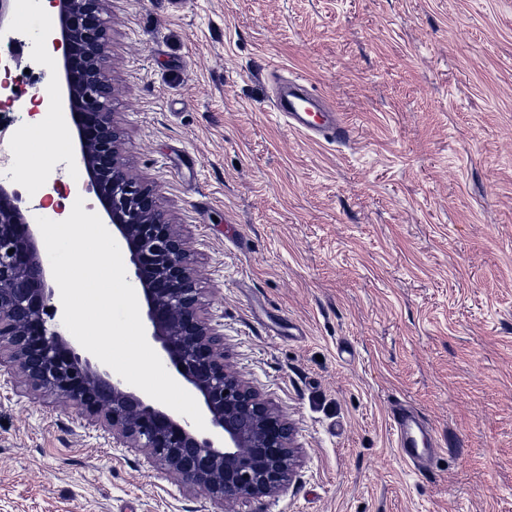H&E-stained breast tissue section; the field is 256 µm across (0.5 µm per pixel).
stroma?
I'll return each mask as SVG.
<instances>
[{
    "label": "stroma",
    "mask_w": 512,
    "mask_h": 512,
    "mask_svg": "<svg viewBox=\"0 0 512 512\" xmlns=\"http://www.w3.org/2000/svg\"><path fill=\"white\" fill-rule=\"evenodd\" d=\"M113 107L134 174L184 226L227 365L301 451L271 497L214 501L61 400L0 373V512H512V0H112ZM8 25L15 76L60 53ZM353 130L290 132L273 71ZM14 181L89 192L19 151ZM402 403L437 443L402 461Z\"/></svg>",
    "instance_id": "35a3bbf8"
}]
</instances>
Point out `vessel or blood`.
Instances as JSON below:
<instances>
[{"mask_svg":"<svg viewBox=\"0 0 512 512\" xmlns=\"http://www.w3.org/2000/svg\"><path fill=\"white\" fill-rule=\"evenodd\" d=\"M272 110L287 125L289 131L312 137L319 141L345 143L351 139V128L337 112L319 111L314 94L302 79L288 82L284 91L276 96ZM420 421L413 413L398 409L393 419L396 446L405 461L419 456L416 431Z\"/></svg>","mask_w":512,"mask_h":512,"instance_id":"vessel-or-blood-1","label":"vessel or blood"}]
</instances>
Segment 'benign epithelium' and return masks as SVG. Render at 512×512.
Listing matches in <instances>:
<instances>
[{
    "instance_id": "benign-epithelium-1",
    "label": "benign epithelium",
    "mask_w": 512,
    "mask_h": 512,
    "mask_svg": "<svg viewBox=\"0 0 512 512\" xmlns=\"http://www.w3.org/2000/svg\"><path fill=\"white\" fill-rule=\"evenodd\" d=\"M109 0H50L57 8L63 81L53 88L69 111L79 162L124 246L151 339L201 401L214 435L154 405L89 353L56 320L54 289L36 225L0 177V368L20 372L36 391L71 403L102 422L112 438L139 448L216 500H251L292 481L300 451L280 411L224 362V333L206 316L196 258L181 225L161 211L153 186L140 181L122 154L112 112ZM13 253H8V250Z\"/></svg>"
}]
</instances>
